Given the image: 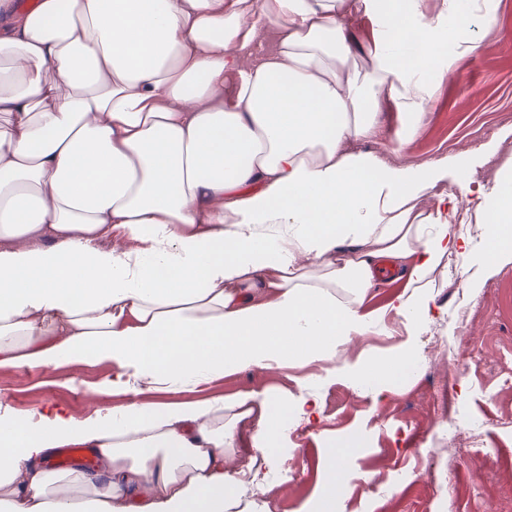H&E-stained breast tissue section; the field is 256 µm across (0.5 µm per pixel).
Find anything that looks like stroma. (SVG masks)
<instances>
[{
    "instance_id": "obj_1",
    "label": "stroma",
    "mask_w": 512,
    "mask_h": 512,
    "mask_svg": "<svg viewBox=\"0 0 512 512\" xmlns=\"http://www.w3.org/2000/svg\"><path fill=\"white\" fill-rule=\"evenodd\" d=\"M493 6V26L471 20L478 52L458 57L453 74L426 73L433 99L415 135L402 140L404 118L386 104L373 133L352 147L391 169L447 164L419 206L434 210L448 195L472 215L471 224L455 227L467 249L434 276L431 313L410 321L388 313L384 330L343 347L332 363L240 371L192 390L148 394L160 402L249 391L318 396L319 421L292 427L281 459L266 469V495L241 488L250 512H309L326 477L325 451L339 446L350 451L345 512H512V256L483 270L485 217L457 181L462 162L476 186L512 175V0ZM408 348L424 358L419 372L382 393L358 381L365 355L386 362ZM112 373L108 362L2 368L0 404L21 413L51 404L78 418L92 397L102 409L118 408L130 397L104 391ZM449 417L472 421L477 434L453 464L444 452Z\"/></svg>"
}]
</instances>
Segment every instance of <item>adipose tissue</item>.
Here are the masks:
<instances>
[{"mask_svg":"<svg viewBox=\"0 0 512 512\" xmlns=\"http://www.w3.org/2000/svg\"><path fill=\"white\" fill-rule=\"evenodd\" d=\"M421 4L0 0V368L106 361L131 396L81 419L0 408V512H238L239 425H255L260 468L289 420L318 416L316 397L142 393L332 362L385 311L428 312L459 248L447 210L418 206L441 166L347 149L382 103L421 116L426 72L478 52L457 0L432 16ZM361 16L375 21L363 71L347 66ZM269 25L275 44L257 51ZM479 197L490 268L512 254V177ZM382 259L408 291L368 312ZM55 448L99 465L56 474Z\"/></svg>","mask_w":512,"mask_h":512,"instance_id":"adipose-tissue-1","label":"adipose tissue"}]
</instances>
